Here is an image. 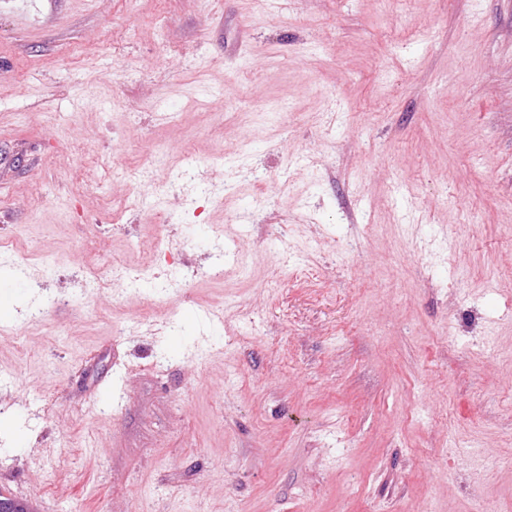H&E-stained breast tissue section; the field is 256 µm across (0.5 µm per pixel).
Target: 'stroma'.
I'll list each match as a JSON object with an SVG mask.
<instances>
[{
    "label": "stroma",
    "mask_w": 512,
    "mask_h": 512,
    "mask_svg": "<svg viewBox=\"0 0 512 512\" xmlns=\"http://www.w3.org/2000/svg\"><path fill=\"white\" fill-rule=\"evenodd\" d=\"M8 271L33 512H512V0H0Z\"/></svg>",
    "instance_id": "1"
}]
</instances>
